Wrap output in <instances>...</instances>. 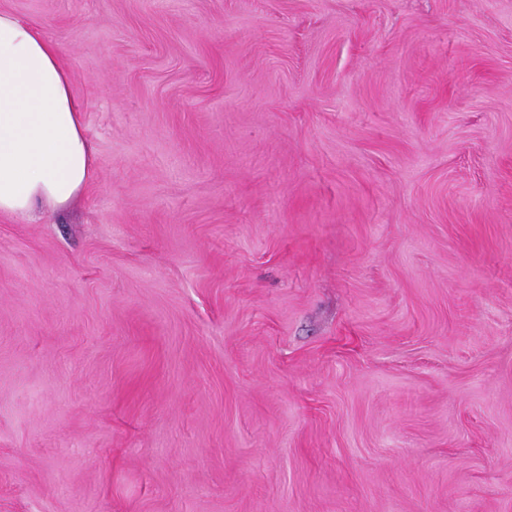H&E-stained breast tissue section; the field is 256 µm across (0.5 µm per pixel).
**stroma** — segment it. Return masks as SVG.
<instances>
[{"label": "stroma", "mask_w": 512, "mask_h": 512, "mask_svg": "<svg viewBox=\"0 0 512 512\" xmlns=\"http://www.w3.org/2000/svg\"><path fill=\"white\" fill-rule=\"evenodd\" d=\"M94 179L0 214V512H512V0H0Z\"/></svg>", "instance_id": "obj_1"}]
</instances>
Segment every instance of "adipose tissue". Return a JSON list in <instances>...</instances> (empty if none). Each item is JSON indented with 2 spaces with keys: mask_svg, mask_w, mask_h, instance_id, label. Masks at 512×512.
Returning a JSON list of instances; mask_svg holds the SVG:
<instances>
[{
  "mask_svg": "<svg viewBox=\"0 0 512 512\" xmlns=\"http://www.w3.org/2000/svg\"><path fill=\"white\" fill-rule=\"evenodd\" d=\"M93 177L84 110L58 46L0 11V214L67 204Z\"/></svg>",
  "mask_w": 512,
  "mask_h": 512,
  "instance_id": "obj_1",
  "label": "adipose tissue"
}]
</instances>
